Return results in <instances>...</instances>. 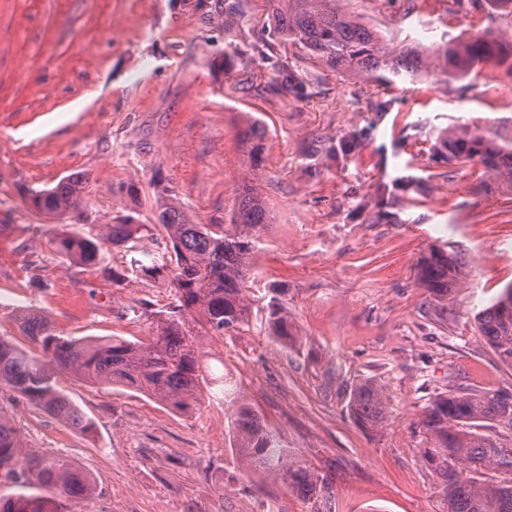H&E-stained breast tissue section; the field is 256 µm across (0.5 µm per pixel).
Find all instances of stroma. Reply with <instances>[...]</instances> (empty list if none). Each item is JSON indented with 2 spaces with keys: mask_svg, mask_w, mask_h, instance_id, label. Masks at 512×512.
<instances>
[{
  "mask_svg": "<svg viewBox=\"0 0 512 512\" xmlns=\"http://www.w3.org/2000/svg\"><path fill=\"white\" fill-rule=\"evenodd\" d=\"M0 0V336L28 346L24 309L64 336L146 339L145 299L167 309V281L113 285L57 253L58 223L29 191L85 178V224L138 213L154 220L162 176L205 224L227 220L248 173L242 113L268 129L260 193L274 216L255 257V296L281 289L296 340L250 325L206 339L215 374L290 448L336 475L335 512H442L421 459L430 400L461 385L512 390V365L474 316L512 284V183L434 152L454 126L512 148V79L489 65L463 79L438 68L381 87L268 38L264 0ZM394 42L512 41V14L456 0H348ZM408 188L387 194L395 182ZM389 215L378 223L369 216ZM446 246L464 263L446 301L422 288L416 262ZM380 386L389 418L368 429L348 411L354 388ZM60 388L93 428L79 433L26 400L0 398L31 448L87 471L95 493L72 512H283L307 502L239 468L223 400L184 414L122 387L72 375Z\"/></svg>",
  "mask_w": 512,
  "mask_h": 512,
  "instance_id": "stroma-1",
  "label": "stroma"
}]
</instances>
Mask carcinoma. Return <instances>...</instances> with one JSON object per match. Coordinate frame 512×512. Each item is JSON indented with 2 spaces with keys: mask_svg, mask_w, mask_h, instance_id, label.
Wrapping results in <instances>:
<instances>
[{
  "mask_svg": "<svg viewBox=\"0 0 512 512\" xmlns=\"http://www.w3.org/2000/svg\"><path fill=\"white\" fill-rule=\"evenodd\" d=\"M345 0H267L274 23L272 39L300 45L328 68L369 75L380 85L414 78L429 60L442 61V72L458 75L479 71L499 56V41L490 34L437 45L419 42L395 45L362 17L350 12ZM265 127L252 120L239 132L250 171L258 175L266 163ZM442 147L453 162H474L512 180V149L467 128L448 131ZM34 211L49 216L83 212V177L72 176L26 197ZM154 224H142L127 214L102 224L95 235L62 228L53 242L67 260L103 268L120 286L133 277L141 281L169 278L174 302L152 321L144 341L112 338H72L59 335L44 315L28 311L21 326L33 348L0 336V391L22 398L48 416L88 433L92 423L57 385L66 373L94 384L136 391L187 412L212 392L215 379L204 363V335L222 336L249 323L252 303L247 292L253 277L252 258L271 224V214L254 181L243 183L231 223L202 224L164 182L155 184ZM121 256L117 267L105 266L107 246ZM463 276L454 253L433 247L417 262L420 285L438 300L448 298ZM269 333L283 345L294 343L288 310L271 289L262 307ZM477 330L499 359L512 365V285L475 317ZM230 404V428L238 460L280 481L311 504L312 512H333L330 474L288 448V441L267 427L238 398L229 381L217 388ZM361 425L377 428L387 418L383 390L360 383L348 405ZM426 448L422 460L439 479L444 512H512V446L500 439L512 434V392H481L460 386L436 396L419 421ZM505 477L480 478L486 471ZM0 479L18 487L0 494V512H68V502L89 497L93 478L73 461L31 450L7 416L0 413Z\"/></svg>",
  "mask_w": 512,
  "mask_h": 512,
  "instance_id": "carcinoma-1",
  "label": "carcinoma"
}]
</instances>
